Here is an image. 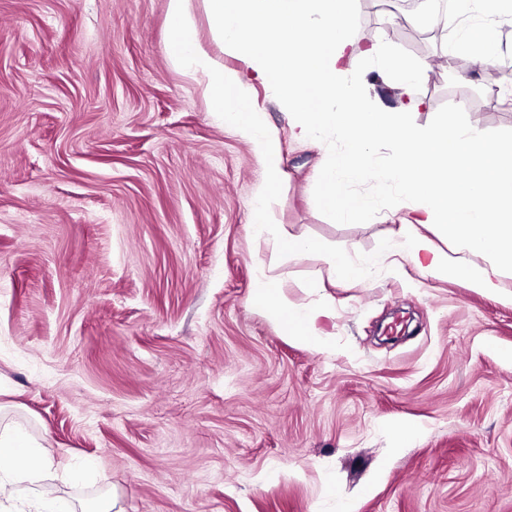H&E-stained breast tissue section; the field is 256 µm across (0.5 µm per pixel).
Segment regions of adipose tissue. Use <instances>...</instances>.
<instances>
[{
  "label": "adipose tissue",
  "instance_id": "ef3b65f1",
  "mask_svg": "<svg viewBox=\"0 0 512 512\" xmlns=\"http://www.w3.org/2000/svg\"><path fill=\"white\" fill-rule=\"evenodd\" d=\"M206 2L213 31L235 46L254 79L271 85L293 116L294 140H313L327 130L346 139L344 151L328 160L320 173L322 203L328 211L351 217L366 209L367 200L347 198L342 187L374 175L366 144L386 141L392 156L384 175L399 186L403 197L414 201L390 253L425 277L462 279L478 292L499 289L503 270H512V141L494 140L482 129L450 117L428 129L416 127L406 120L423 105L414 96L396 112L363 106L346 69L355 0ZM168 21V55L205 76L212 110L251 143L265 169L255 204L256 234L276 253L295 256L316 249V242L290 236L266 217L267 200L283 177L281 150L264 113L247 106L242 76L227 72L197 43L187 0H169ZM367 52L381 73L396 76L403 86H412L427 73V64L386 52L382 41L371 43ZM501 54L491 28L466 25L445 51L447 60L464 56L483 69L496 66ZM427 224L440 226L463 250L483 257L484 265H467L439 252L414 232ZM252 302L278 324L283 336L324 351L317 331L326 315L323 308L288 306L274 283L263 278L255 284ZM47 465L43 445L23 426L0 418V512H10L18 485L41 481Z\"/></svg>",
  "mask_w": 512,
  "mask_h": 512
}]
</instances>
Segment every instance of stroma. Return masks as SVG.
I'll list each match as a JSON object with an SVG mask.
<instances>
[{
	"instance_id": "35a3bbf8",
	"label": "stroma",
	"mask_w": 512,
	"mask_h": 512,
	"mask_svg": "<svg viewBox=\"0 0 512 512\" xmlns=\"http://www.w3.org/2000/svg\"><path fill=\"white\" fill-rule=\"evenodd\" d=\"M195 36L243 70L189 0ZM168 0H0V409L52 459L23 499L113 490L124 512H512V272L498 294L424 278L385 252L409 205L381 177L347 182L356 219L319 201L336 135L295 142L254 83L283 151L270 222L319 243L273 253L254 231L264 170L212 112L205 79L168 56ZM496 74L458 65L402 91L375 38L426 63L448 32L357 0L348 77L413 124L454 116L512 139V22ZM369 265L330 273L325 253ZM328 308L326 352L283 337L252 305L261 275ZM415 423L398 437L392 424ZM93 463L108 484L65 481Z\"/></svg>"
}]
</instances>
